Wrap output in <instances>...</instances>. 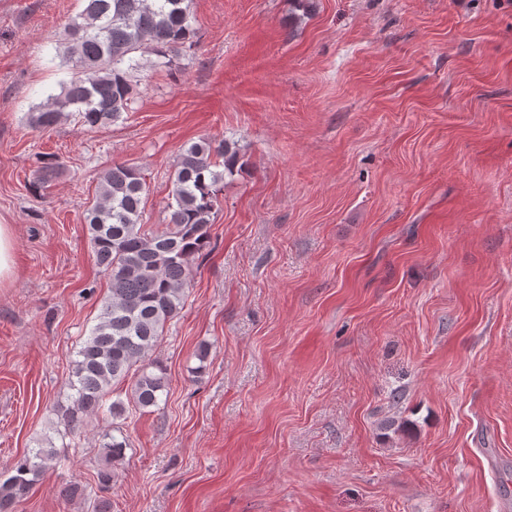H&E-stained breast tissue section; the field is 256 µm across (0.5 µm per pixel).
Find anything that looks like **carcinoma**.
I'll use <instances>...</instances> for the list:
<instances>
[{"instance_id": "1", "label": "carcinoma", "mask_w": 512, "mask_h": 512, "mask_svg": "<svg viewBox=\"0 0 512 512\" xmlns=\"http://www.w3.org/2000/svg\"><path fill=\"white\" fill-rule=\"evenodd\" d=\"M193 0H83V9L65 26L64 59L72 76L58 94L27 113L35 130H50L68 119L96 129L108 126L131 108L133 72L154 54L173 64L196 37ZM239 153L227 141L202 138L183 149L174 163L169 227L154 231L144 221L146 182L139 168L114 163L101 179L86 209L96 264L108 276L109 293L95 324L76 351L69 388L71 404L62 411L64 433H76L94 417L116 421L123 401L110 398L113 386L134 374L131 386L139 409L158 405L168 380L165 369L140 365L186 301L192 263L210 245L209 227L220 204L224 173H233ZM39 157L33 188L55 170ZM126 441L102 433L107 462L122 457ZM59 457L53 443L30 449L0 478V512L27 497Z\"/></svg>"}]
</instances>
